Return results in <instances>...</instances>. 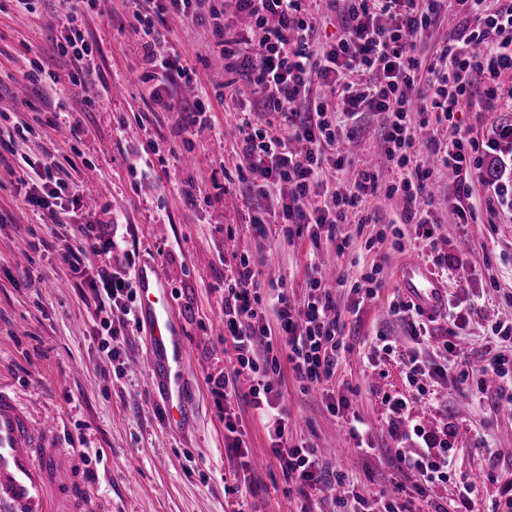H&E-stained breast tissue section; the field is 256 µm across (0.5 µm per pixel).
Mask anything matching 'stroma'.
I'll list each match as a JSON object with an SVG mask.
<instances>
[{
  "instance_id": "1",
  "label": "stroma",
  "mask_w": 512,
  "mask_h": 512,
  "mask_svg": "<svg viewBox=\"0 0 512 512\" xmlns=\"http://www.w3.org/2000/svg\"><path fill=\"white\" fill-rule=\"evenodd\" d=\"M129 9L128 0H99L79 18L92 54L87 71L77 76L56 48L62 31L58 0H38L31 13L0 0V386L29 404L36 418L56 419L57 445L75 449L78 468L91 472L89 490L99 512H299L302 501L287 493L267 430L245 399L249 381H240V399L223 412L209 379L229 364L224 277L237 257L249 258L265 288L287 289L300 303L310 259L318 255L335 274L352 280L371 272L380 283L376 297L355 315L347 311L354 299L349 287L332 288L349 348L335 388L365 423L370 450L355 451L342 419L327 408V393L302 389L284 366L290 433L318 448L361 495L390 493L399 485L410 512H432L394 461L398 442L389 432L384 398H406L409 417L435 432L455 431L452 481L480 479L471 512H505L504 487L512 482L506 400L512 389L493 379L477 388L469 371L494 354L488 341L493 315H512V203L490 200L492 183L512 185V145L499 143L496 180L474 174L470 191L477 207L468 220L455 211L456 175L444 170L432 179L439 219L434 250L460 261L464 276L457 284L453 271L436 265L431 271L473 311L458 331L466 359L449 357L451 374L436 384L430 400L420 401L403 377V355L415 347L428 355L434 345L412 341L387 306L399 268L425 261L431 249L410 234L394 245L385 233L403 206L401 195L386 194L398 179L394 164L375 165L380 194L367 205L374 218L363 224L349 213L344 251L331 241L315 247L308 236L285 237L272 213L275 198L249 194L244 182L239 127L247 118L265 123L254 110L256 94L239 78L233 84L237 99L217 100L226 76L214 68L210 27L169 17L155 52H178L193 83L212 97L209 127L191 130L190 113L164 111L142 84L146 51L128 26ZM34 58L56 76V98L39 97L27 81ZM495 88L492 111L459 116L462 132L475 142L496 141L500 128L512 124V74L498 77ZM58 99L64 104L59 113ZM68 154L74 162L58 176L82 200L76 216L68 220L24 206L16 178L26 161L47 163ZM256 215L264 217V231L253 228ZM77 224L96 225L106 236L119 231L137 261L159 264L190 352L185 380L195 395L192 425L170 427L161 397L146 390L149 341L137 325L119 327L109 348H102L107 335L94 300L57 252L72 242ZM379 332L397 353L364 366ZM114 350L119 359L111 358ZM228 414L247 445L251 468L225 451Z\"/></svg>"
}]
</instances>
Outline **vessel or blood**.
I'll use <instances>...</instances> for the list:
<instances>
[{
    "mask_svg": "<svg viewBox=\"0 0 512 512\" xmlns=\"http://www.w3.org/2000/svg\"><path fill=\"white\" fill-rule=\"evenodd\" d=\"M136 314L148 329L151 346L147 384L159 394L169 424L190 419V395L184 375L188 346L181 325L171 314L168 283L157 264H139L135 272ZM399 288L417 310L445 309L448 289L423 264L408 263L398 273ZM74 452L57 447L50 426L0 387V512H97L85 493L88 480L72 466Z\"/></svg>",
    "mask_w": 512,
    "mask_h": 512,
    "instance_id": "b4317fda",
    "label": "vessel or blood"
}]
</instances>
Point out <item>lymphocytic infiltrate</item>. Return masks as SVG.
<instances>
[{
  "label": "lymphocytic infiltrate",
  "mask_w": 512,
  "mask_h": 512,
  "mask_svg": "<svg viewBox=\"0 0 512 512\" xmlns=\"http://www.w3.org/2000/svg\"><path fill=\"white\" fill-rule=\"evenodd\" d=\"M236 2L244 23L228 40L224 7L212 0H132L130 25L149 50L142 80L151 85L154 101L167 105L170 86L189 74L177 52L161 56L152 51L167 16L208 24L225 70L247 80L268 116L265 127L246 121L240 131L252 176L250 189L263 196L271 187L279 188L280 223L295 225L297 234L315 242L336 240L349 210L378 190L377 174L354 171L340 145L354 139L357 114L381 112L382 149L399 171V181L390 190L402 195L403 225L413 226L416 237L431 239L435 218L428 185L437 168L454 171L457 195L466 198L472 169L493 151L492 145L462 134L457 115L472 111L475 101L493 100L496 78L512 70V0H498L492 11L485 9L484 0H342L339 33L319 49L311 42L314 26L304 0ZM60 3L63 36L57 49L79 69L91 48L76 20L94 10L97 0ZM457 6L468 14L469 23L449 36L436 62L427 63L418 53L420 41ZM315 84L329 88V95L309 98ZM414 112L433 115L445 138L432 135L418 145L410 121ZM293 139L305 143L304 152L290 148ZM329 146L334 149L330 155L325 152ZM23 201L33 208L65 212L78 199L47 168L28 180ZM402 227L394 228V237L403 238ZM60 257L73 273L96 269L99 311L117 308L133 315V279L111 270L115 262L134 266L127 248L101 239L92 225L82 224L75 243L64 245ZM262 286L259 273L243 257L224 278V353L232 369L213 379V391L229 402L238 397L239 382L249 380L248 404L268 431L270 453L283 481L307 500L312 493L344 486L347 477L324 464L306 440L290 439L277 377L285 361L304 388L331 386L345 364L344 325L319 263L309 265L308 295L302 304L292 303L284 288L271 304H264ZM390 430L398 440L416 436L424 441L414 452L396 453L407 469L421 476L418 494L447 483L449 440H436L417 425L407 431L394 424Z\"/></svg>",
  "instance_id": "lymphocytic-infiltrate-1"
}]
</instances>
